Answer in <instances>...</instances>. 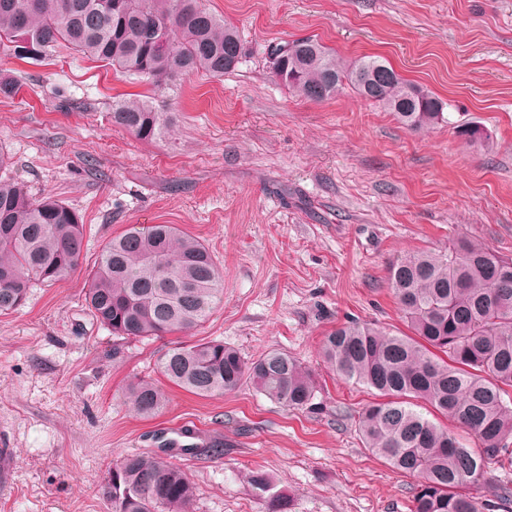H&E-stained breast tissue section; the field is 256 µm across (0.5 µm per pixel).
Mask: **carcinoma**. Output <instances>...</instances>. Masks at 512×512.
<instances>
[{
	"label": "carcinoma",
	"mask_w": 512,
	"mask_h": 512,
	"mask_svg": "<svg viewBox=\"0 0 512 512\" xmlns=\"http://www.w3.org/2000/svg\"><path fill=\"white\" fill-rule=\"evenodd\" d=\"M60 44L113 69L165 88L175 76L221 77L242 56L238 32L202 0H0V57L38 61ZM286 87L324 101L348 86L391 112L409 130L442 119L443 105L374 56L345 65L312 38L292 41ZM112 124L147 140L167 126L147 100L112 106ZM84 224L63 200L35 198L0 177V313L22 306L34 283L56 284L78 267ZM223 275L207 247L174 224H132L111 238L88 274L85 302L94 317L127 340L187 332L221 301ZM388 284L410 334L351 322L324 336L321 353L336 374L374 391L358 416L369 453L416 478L414 512H489L512 507L498 471L512 468V258L461 239L438 252H411L392 263ZM158 380L126 385L136 415L167 403L166 381L200 397L234 392L244 380L293 410L313 406V375L272 350L247 360L222 341L177 343L157 360ZM431 411L473 436L471 447ZM112 512H195L187 471L157 455L127 454L110 470ZM249 488L286 512L288 497L263 473ZM471 488L486 494L474 496Z\"/></svg>",
	"instance_id": "obj_1"
}]
</instances>
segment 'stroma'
<instances>
[{"mask_svg":"<svg viewBox=\"0 0 512 512\" xmlns=\"http://www.w3.org/2000/svg\"><path fill=\"white\" fill-rule=\"evenodd\" d=\"M240 32L238 67L177 77L172 89L123 76L59 45L39 62L0 60L18 91L0 94L10 177L51 194L86 227L78 269L34 286L0 315V512H112L108 469L156 454L175 423L219 438L218 456L181 459L195 512H268L247 479L266 473L288 512H410L414 480L371 455L357 430L374 395L341 379L323 337L351 320L405 325L390 265L457 238L512 258V0H203ZM311 37L350 62L387 61L445 104L415 133L352 90L313 102L272 73L273 48ZM148 99L171 123L144 141L112 124L120 100ZM478 127L470 142L455 126ZM131 224H174L208 247L223 294L192 331L120 342L84 301L104 245ZM216 339L247 359L294 357L318 382L292 410L242 382L136 417L123 394L170 346Z\"/></svg>","mask_w":512,"mask_h":512,"instance_id":"35a3bbf8","label":"stroma"}]
</instances>
